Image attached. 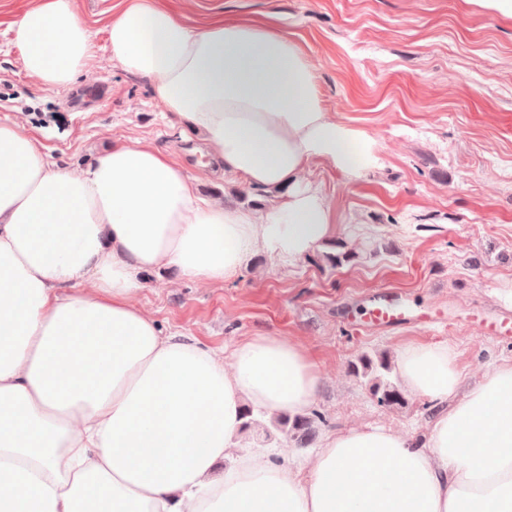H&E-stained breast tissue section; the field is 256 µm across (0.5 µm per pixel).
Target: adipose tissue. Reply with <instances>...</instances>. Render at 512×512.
Returning a JSON list of instances; mask_svg holds the SVG:
<instances>
[{"label":"adipose tissue","instance_id":"ef3b65f1","mask_svg":"<svg viewBox=\"0 0 512 512\" xmlns=\"http://www.w3.org/2000/svg\"><path fill=\"white\" fill-rule=\"evenodd\" d=\"M9 30L45 88L90 65L71 0H42ZM108 41L225 174L276 204L201 203L172 153L138 141L60 169L22 125L0 123V512H512V363L466 388L444 346L399 356L407 387L437 407L423 441L339 432L303 478L238 447L243 401L304 412L320 390L315 365L281 336L245 341L227 361L163 333L134 302L141 276L221 283L260 248L303 257L335 230L311 164L356 180L380 167L378 144L329 117L312 66L274 23L194 28L131 0Z\"/></svg>","mask_w":512,"mask_h":512}]
</instances>
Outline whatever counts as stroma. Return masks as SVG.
Listing matches in <instances>:
<instances>
[{
    "label": "stroma",
    "mask_w": 512,
    "mask_h": 512,
    "mask_svg": "<svg viewBox=\"0 0 512 512\" xmlns=\"http://www.w3.org/2000/svg\"><path fill=\"white\" fill-rule=\"evenodd\" d=\"M192 26L204 20H274L307 57L325 112L378 143L382 168L350 181L325 163L309 179L327 198L335 232L287 263L250 255L240 274L207 283L161 270L144 274L135 301L163 332L194 336L231 356L255 336H282L318 365L320 419L305 446L280 432H242L238 444L275 464L306 461L324 439L383 426L423 438L432 402L404 389L397 366L408 344L446 346L464 382L512 362V339L481 335L480 315L512 314V18L483 0H163ZM38 0H0V122L18 121L59 168L83 167L115 141L174 152L201 196L261 208L265 191L225 177L203 141L182 142L146 79L124 71L108 49L107 24L129 0H73L91 35L89 74L45 89L23 67L8 25ZM104 83L105 97L75 101ZM349 251V263L325 256ZM397 293L438 325L384 328L359 316L381 289ZM386 357L403 404L385 406L351 370L362 356Z\"/></svg>",
    "instance_id": "1"
}]
</instances>
